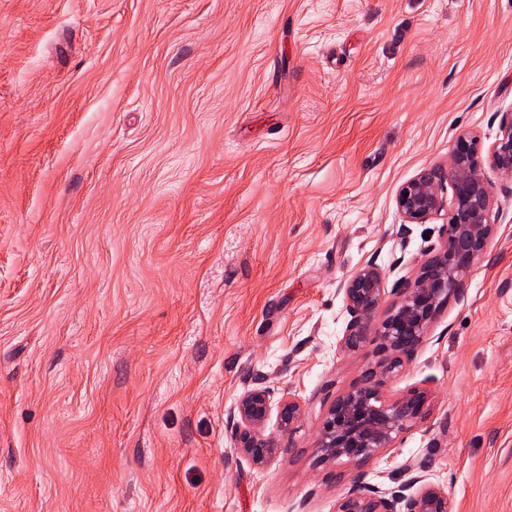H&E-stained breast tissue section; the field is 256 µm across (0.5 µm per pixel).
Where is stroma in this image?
Masks as SVG:
<instances>
[{
    "instance_id": "obj_1",
    "label": "stroma",
    "mask_w": 512,
    "mask_h": 512,
    "mask_svg": "<svg viewBox=\"0 0 512 512\" xmlns=\"http://www.w3.org/2000/svg\"><path fill=\"white\" fill-rule=\"evenodd\" d=\"M512 110V0H0V512H336L352 475L426 460L451 512H512V181L464 300L392 401L429 415L322 461L337 397L383 357L338 348L341 282L386 301L444 241L399 187ZM303 416L240 456L252 379Z\"/></svg>"
}]
</instances>
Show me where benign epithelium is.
Returning <instances> with one entry per match:
<instances>
[{
  "label": "benign epithelium",
  "mask_w": 512,
  "mask_h": 512,
  "mask_svg": "<svg viewBox=\"0 0 512 512\" xmlns=\"http://www.w3.org/2000/svg\"><path fill=\"white\" fill-rule=\"evenodd\" d=\"M499 116V134L489 147L478 135L463 132L448 163L399 188L397 206L405 223L425 224L442 216L445 240L414 278L398 280L393 289L397 300L378 328L373 323L386 293V273L369 262L342 282L348 321L340 349L357 348L373 330L388 356L368 372L364 385L338 397L329 408L318 442L322 459L365 461L392 447L411 424L429 414L428 387L410 388L390 402L383 400V391L403 359L411 358L422 345L440 309L450 299L464 297L465 281L495 234L492 185L485 165L512 179V112ZM277 406L281 430H292L303 413L299 400L283 397ZM271 410L272 390L258 377L230 412L238 451L257 465L283 452L278 440L265 433ZM406 473V483L390 491L370 485L364 473L355 474L336 512H449L448 495L429 480L426 462L409 464Z\"/></svg>",
  "instance_id": "1"
}]
</instances>
